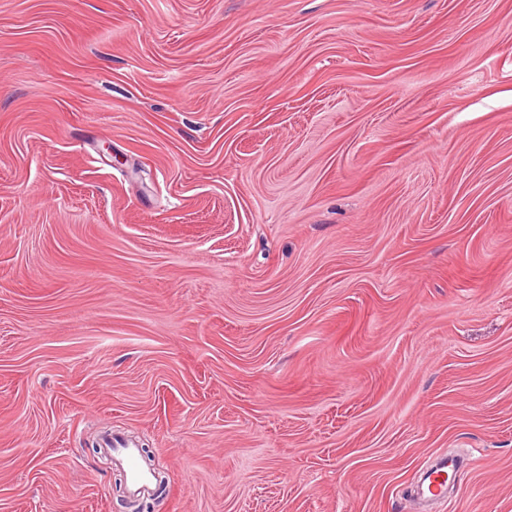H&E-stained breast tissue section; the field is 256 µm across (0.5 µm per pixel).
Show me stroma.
Here are the masks:
<instances>
[{
  "mask_svg": "<svg viewBox=\"0 0 512 512\" xmlns=\"http://www.w3.org/2000/svg\"><path fill=\"white\" fill-rule=\"evenodd\" d=\"M512 512V0H0V512ZM99 450L124 470L129 496L142 498L152 493L155 488L154 471L143 461L139 448L127 443L112 442V432H107ZM448 472L455 474L457 466L453 459L443 455L422 474L421 486L437 505L447 501L445 497L448 490Z\"/></svg>",
  "mask_w": 512,
  "mask_h": 512,
  "instance_id": "35a3bbf8",
  "label": "stroma"
}]
</instances>
